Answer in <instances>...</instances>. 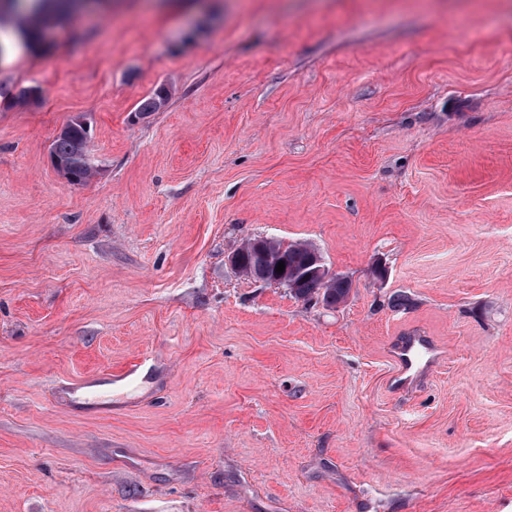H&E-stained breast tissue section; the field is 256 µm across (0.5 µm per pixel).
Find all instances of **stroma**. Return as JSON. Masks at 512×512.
Listing matches in <instances>:
<instances>
[{"label": "stroma", "instance_id": "stroma-1", "mask_svg": "<svg viewBox=\"0 0 512 512\" xmlns=\"http://www.w3.org/2000/svg\"><path fill=\"white\" fill-rule=\"evenodd\" d=\"M162 2L0 66V512H512V0ZM255 237L347 300L239 274ZM143 357L112 412L56 402ZM84 116L72 117L55 136L50 146V157L66 167L71 183L81 184L92 176L88 164L87 144L90 141V123ZM246 244V242L243 243L239 248L241 255L239 252H235L230 258L232 266L239 271L241 256L242 265L239 272L244 276L253 279L254 274L259 269L269 278H278L287 273L289 279L299 282L298 288L290 291L297 298L306 301L315 299L321 301L327 307H336L347 299L351 290L350 283L345 278L336 277L337 274L330 272L325 267L320 254L316 250L311 252L314 249L312 246L301 242L284 243L279 240L272 243L268 247L267 254H265L253 250L250 245ZM311 254V274L316 275L310 276L308 272L310 271L309 259ZM279 261H283L285 264L283 273L276 272ZM320 276L331 279L324 280ZM288 278L276 281H266L258 278L257 281L288 288V285H291ZM434 348L427 336H407L394 350V357L400 367L393 385L396 389L412 388L418 376L434 362ZM427 356L421 366L419 357ZM112 383V375H92L81 382L61 380L57 387V399L67 407H73L97 387Z\"/></svg>", "mask_w": 512, "mask_h": 512}]
</instances>
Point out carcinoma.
<instances>
[{"mask_svg": "<svg viewBox=\"0 0 512 512\" xmlns=\"http://www.w3.org/2000/svg\"><path fill=\"white\" fill-rule=\"evenodd\" d=\"M99 0H0V12L6 10L17 17V27L22 37L33 43L37 39V30L46 28L44 6L54 5V11L62 16L73 18L85 9L88 4ZM167 97L158 89L146 97L138 107L140 112H156L166 103ZM90 141V123L81 116L71 118L55 136L50 146L51 160L66 167L71 176V183L81 184L92 176L93 168L88 164L87 144ZM312 246L301 243L282 241L268 247L267 252L255 251L249 245H242L240 273L253 277L257 271L269 278H278L276 272L279 262H284V272L288 278L298 282L293 290L297 298L317 300L328 307L344 302L351 290L350 283L339 277L328 280L317 275H308L309 259Z\"/></svg>", "mask_w": 512, "mask_h": 512, "instance_id": "cac0c4a2", "label": "carcinoma"}]
</instances>
